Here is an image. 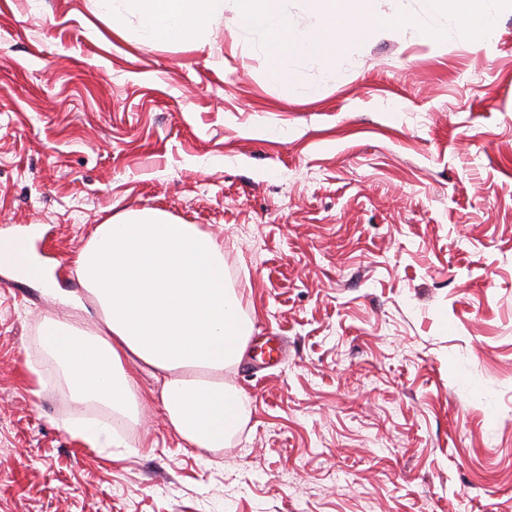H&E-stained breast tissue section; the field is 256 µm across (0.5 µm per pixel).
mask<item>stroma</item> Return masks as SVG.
<instances>
[{"label": "stroma", "mask_w": 512, "mask_h": 512, "mask_svg": "<svg viewBox=\"0 0 512 512\" xmlns=\"http://www.w3.org/2000/svg\"><path fill=\"white\" fill-rule=\"evenodd\" d=\"M490 38L426 0L271 76L233 8L194 40L113 36L90 0H0V239L35 231L60 285L113 216L224 244L253 323L225 382L247 419L185 447L129 363L134 450L73 438L38 336L95 329L0 266V512H512V7Z\"/></svg>", "instance_id": "stroma-1"}]
</instances>
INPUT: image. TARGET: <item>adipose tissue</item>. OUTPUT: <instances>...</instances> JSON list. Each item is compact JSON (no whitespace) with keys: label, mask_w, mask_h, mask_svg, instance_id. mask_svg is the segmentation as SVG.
Wrapping results in <instances>:
<instances>
[{"label":"adipose tissue","mask_w":512,"mask_h":512,"mask_svg":"<svg viewBox=\"0 0 512 512\" xmlns=\"http://www.w3.org/2000/svg\"><path fill=\"white\" fill-rule=\"evenodd\" d=\"M437 16L454 13L465 31L491 37L495 22L477 0H430ZM0 263L24 277L47 269L23 240L0 241ZM75 273L104 319L96 331L52 320L39 342L65 375L77 410L90 402L120 417L141 406L126 366L141 362L161 381L165 417L192 448L223 447L242 424L239 390L224 371L239 360L252 332L227 287L224 247L198 225L154 210H131L98 225ZM71 433L95 448L125 447L126 434L104 420L77 417Z\"/></svg>","instance_id":"adipose-tissue-1"}]
</instances>
